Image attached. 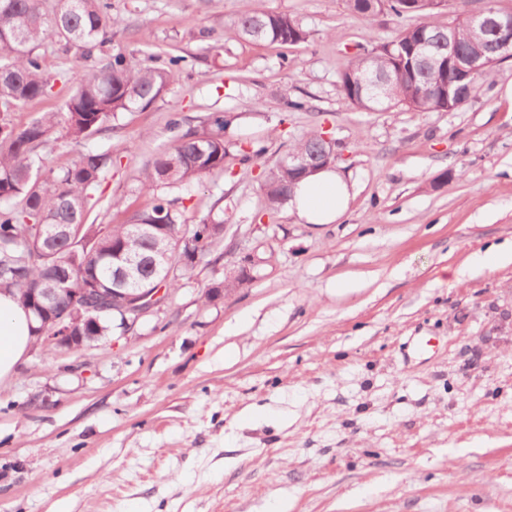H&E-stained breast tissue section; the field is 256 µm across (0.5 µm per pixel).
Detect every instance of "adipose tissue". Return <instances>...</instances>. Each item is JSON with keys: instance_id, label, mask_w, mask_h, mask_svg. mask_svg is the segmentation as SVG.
I'll list each match as a JSON object with an SVG mask.
<instances>
[{"instance_id": "1", "label": "adipose tissue", "mask_w": 512, "mask_h": 512, "mask_svg": "<svg viewBox=\"0 0 512 512\" xmlns=\"http://www.w3.org/2000/svg\"><path fill=\"white\" fill-rule=\"evenodd\" d=\"M353 185L341 173L322 169L300 181L289 202L306 224H334L348 211ZM33 341L28 313L6 292L0 293V380L12 377Z\"/></svg>"}]
</instances>
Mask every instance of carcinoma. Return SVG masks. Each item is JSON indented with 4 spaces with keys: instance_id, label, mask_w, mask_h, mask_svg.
Returning <instances> with one entry per match:
<instances>
[{
    "instance_id": "carcinoma-1",
    "label": "carcinoma",
    "mask_w": 512,
    "mask_h": 512,
    "mask_svg": "<svg viewBox=\"0 0 512 512\" xmlns=\"http://www.w3.org/2000/svg\"><path fill=\"white\" fill-rule=\"evenodd\" d=\"M429 2L423 0L416 9L423 15L422 22L404 28L391 41L372 45L341 71V90L355 107L450 112L480 92L486 69L470 71L454 82L447 68H428L418 60L415 48L422 41L439 61L448 57L450 43L469 58L490 65L503 61L489 32L473 27L467 16L450 23ZM346 4L363 16L385 8L398 16L406 14L402 0H346ZM109 8L106 0H0V292H10L24 307L32 288H68L76 293L112 287L114 245L147 259L165 254L176 274L164 280L145 264L139 277L154 288L164 285L169 294L180 288V281L197 265L180 236L186 224L185 210L179 207L183 197L171 198L162 190L181 189L224 170L223 113L208 116L200 129L183 131L181 121L173 120L178 134L172 146L149 160L140 172L139 192L149 197V205L123 224L102 226L90 241L87 218L92 191L112 169V152H83L59 169L47 167L41 153L62 131L77 143L89 141L111 129L119 115L150 106L169 89L183 57L169 55L163 64L149 65L135 56L110 55L100 70L78 79L62 111L42 112L21 127L8 119L15 109L50 89L40 48L55 39L76 50L78 59L92 58L106 43L108 31L119 24ZM235 27L241 39L251 42L295 45L307 36L294 18L266 12L258 0H249ZM366 75L388 78L386 96H376L363 82ZM324 151L322 133L313 132L296 143L290 154L319 162ZM298 179L288 166L277 164L263 185L268 207L275 210L287 203ZM56 224L71 225V236L50 241ZM136 224H164L167 230L138 235L133 232ZM223 231L224 209L216 202L194 226V240L219 238ZM31 314L35 342L47 349L55 347L47 340L51 328L41 329L46 316L35 310ZM94 317L81 326V335L110 336L114 328L121 327L118 312Z\"/></svg>"
}]
</instances>
